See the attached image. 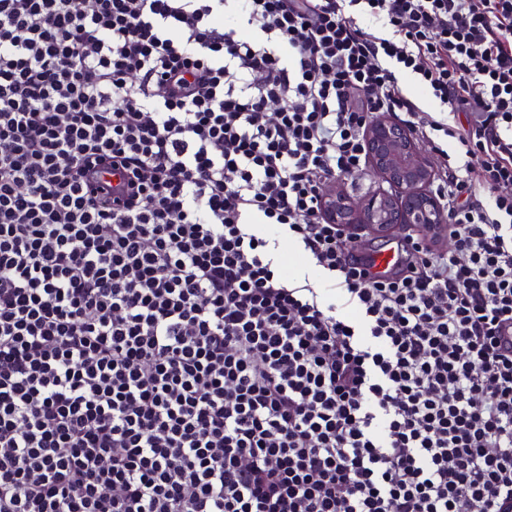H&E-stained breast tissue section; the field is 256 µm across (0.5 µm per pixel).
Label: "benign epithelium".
Returning <instances> with one entry per match:
<instances>
[{
    "mask_svg": "<svg viewBox=\"0 0 512 512\" xmlns=\"http://www.w3.org/2000/svg\"><path fill=\"white\" fill-rule=\"evenodd\" d=\"M365 140L373 169L400 193L393 196L378 192L352 199L330 186L325 192L328 218L338 224L397 230L416 226L439 232L444 210L428 190L433 171L425 148L406 128L387 117L367 126Z\"/></svg>",
    "mask_w": 512,
    "mask_h": 512,
    "instance_id": "obj_1",
    "label": "benign epithelium"
}]
</instances>
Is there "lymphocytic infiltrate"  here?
Here are the masks:
<instances>
[{"instance_id":"lymphocytic-infiltrate-1","label":"lymphocytic infiltrate","mask_w":512,"mask_h":512,"mask_svg":"<svg viewBox=\"0 0 512 512\" xmlns=\"http://www.w3.org/2000/svg\"><path fill=\"white\" fill-rule=\"evenodd\" d=\"M380 116L451 242L386 276ZM511 331L512 0H0V512H512ZM398 77L406 87L407 92L418 101L423 111L439 112L441 109L439 101L435 100L423 86L419 85L412 77L401 74H398ZM365 140L373 169L400 193L393 196L378 192L362 198L379 190H392L368 165L352 184L337 183L343 194L335 186L327 188L328 218L336 224L396 230L416 226L429 233H439L440 226L445 224L444 210L427 189L431 190L433 171L425 148L406 128L387 117L367 126ZM379 234L385 239L384 245H382L383 242L380 241V239L375 238L370 241V244L378 248L370 249L369 251H361L358 249V253L365 257L373 273L379 276H385L392 273L397 267L400 261V255L393 243L395 240H392L393 232Z\"/></svg>"}]
</instances>
